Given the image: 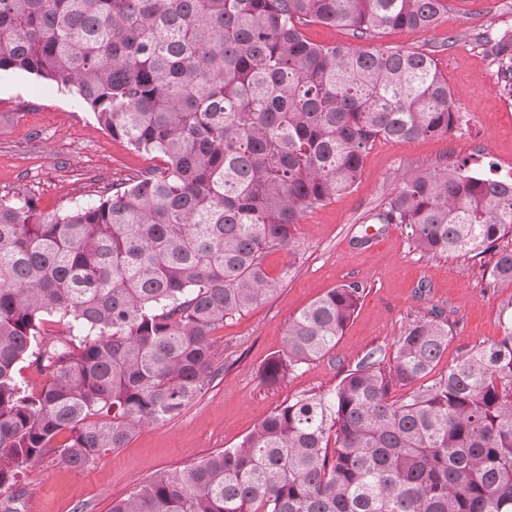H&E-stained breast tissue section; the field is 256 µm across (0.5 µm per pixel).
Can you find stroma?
Instances as JSON below:
<instances>
[{
    "label": "stroma",
    "mask_w": 512,
    "mask_h": 512,
    "mask_svg": "<svg viewBox=\"0 0 512 512\" xmlns=\"http://www.w3.org/2000/svg\"><path fill=\"white\" fill-rule=\"evenodd\" d=\"M426 30L388 28L361 38L340 25L312 24L320 45L431 53L467 122L449 134L413 142L376 141L352 192L306 210L291 252L268 255L278 291L216 333L224 375L177 417L143 427L126 447L102 453L82 470L57 452L25 470L22 512H110L143 481L236 446L259 419L306 393L326 394L369 352L390 354L413 320L435 312L453 337L429 381L444 376L463 350L498 341L512 312V284L489 277L492 254L430 258L414 249L404 225L377 215L404 173L465 158L471 171L512 175V99L503 90L490 39L512 43V0H445ZM151 155L112 137L75 93L20 72L0 73V196L34 199L42 215L98 202L112 185L153 166ZM380 237H373L374 229ZM355 282L362 300L330 353L308 361L277 386L260 371L282 351L289 320L328 291Z\"/></svg>",
    "instance_id": "1"
}]
</instances>
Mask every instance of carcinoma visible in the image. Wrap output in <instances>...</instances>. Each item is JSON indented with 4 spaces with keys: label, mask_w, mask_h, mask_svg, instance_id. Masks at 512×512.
<instances>
[{
    "label": "carcinoma",
    "mask_w": 512,
    "mask_h": 512,
    "mask_svg": "<svg viewBox=\"0 0 512 512\" xmlns=\"http://www.w3.org/2000/svg\"><path fill=\"white\" fill-rule=\"evenodd\" d=\"M444 0H0V72L72 87L114 138L161 159L98 203L37 213L0 197V491L54 450L72 469L178 416L224 373L214 333L276 293L268 253L350 191L378 139L444 135L459 112L433 59L322 46L434 26ZM428 257L488 251L512 283V179L467 161L400 179L378 214ZM363 288L299 312L261 369L281 384L336 347ZM62 327L59 332L46 324ZM432 313L333 391L262 418L239 444L161 473L111 512H512V316L402 400L448 349ZM45 378L33 392L19 365Z\"/></svg>",
    "instance_id": "obj_1"
}]
</instances>
